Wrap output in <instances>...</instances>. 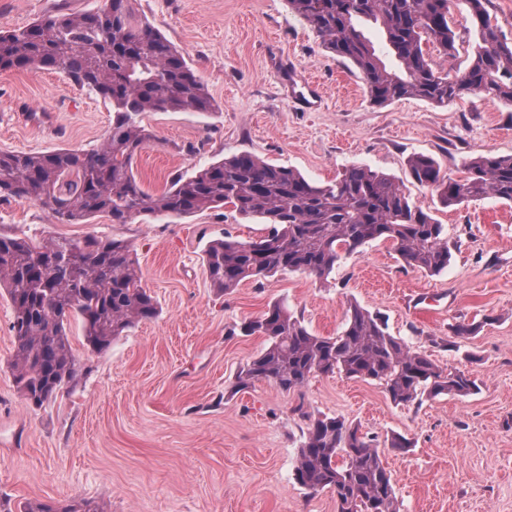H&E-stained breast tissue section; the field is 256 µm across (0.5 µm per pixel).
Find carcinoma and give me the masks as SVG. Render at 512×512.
Segmentation results:
<instances>
[{"label": "carcinoma", "mask_w": 512, "mask_h": 512, "mask_svg": "<svg viewBox=\"0 0 512 512\" xmlns=\"http://www.w3.org/2000/svg\"><path fill=\"white\" fill-rule=\"evenodd\" d=\"M286 2L325 49L358 70L374 105L406 98L446 105L483 93L512 107V42L498 34L489 0H467L472 52L466 67L452 73L436 68L428 52L431 47L445 57L456 56L452 0ZM358 19L382 26L399 70L386 68L356 29ZM31 67L59 68L76 85L108 100L112 127L101 146L88 152L0 150V202L46 205L59 224H84L98 214L114 224H132L142 215L182 218L229 206L243 219L270 225L268 235L258 240L209 245L206 272L220 292L277 273L322 278L343 257L376 240L390 242L410 267L431 274L448 268L451 253L443 225L395 179L365 166H349L335 181L317 185L290 167L240 153L180 174L160 193L144 188L133 163L154 136L139 116L216 112L218 105L184 55L135 15L130 0H102L93 11L59 13L20 30L0 31V71ZM408 167L414 181L435 192L446 207L486 197L512 203V155L466 159L460 179L448 177L428 156L410 158ZM0 296L13 310L12 377L25 400L39 408L78 375L71 320L81 321L83 346L102 353L125 331L159 315L157 302L142 287L131 246L98 236L41 242L0 234ZM240 332L265 337L267 348L237 374V391L266 381L291 392L314 376L334 373L377 382L397 405L423 394L478 391L469 373L445 372L356 303L349 304L345 326L334 336L311 333L279 302L242 323ZM297 411L306 422L294 468L301 487L331 491L337 512H399L395 480L375 437L343 418L317 416L302 405ZM22 512L104 510L89 501L78 510L29 502Z\"/></svg>", "instance_id": "cac0c4a2"}]
</instances>
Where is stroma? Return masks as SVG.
I'll return each mask as SVG.
<instances>
[{"label": "stroma", "mask_w": 512, "mask_h": 512, "mask_svg": "<svg viewBox=\"0 0 512 512\" xmlns=\"http://www.w3.org/2000/svg\"><path fill=\"white\" fill-rule=\"evenodd\" d=\"M205 82L219 109L147 112L154 135L134 173L153 192L172 175L248 152L324 184L364 165L394 177L444 226L452 259L432 275L389 242L343 259L327 278L290 272L221 293L204 265L210 242L249 241L269 227L230 208L185 218L101 215L59 224L42 204L0 202V233L127 241L160 314L104 353L70 336L81 370L54 402L29 405L9 368L12 308L0 297V512L22 502L97 501L105 512H337L329 491L296 483L304 421L297 405L377 436L400 512H512V204L444 207L413 182L408 160L434 158L449 177L464 159L512 155V108L483 94L438 106L369 103L357 71L322 46L286 0H132ZM101 0H0V30ZM112 107L55 68L0 71V150L99 147ZM281 302L317 335L345 324L349 303L381 315L391 335L440 368L470 372L479 389L394 404L383 386L320 375L297 391L269 382L234 391L264 337L230 335ZM468 326L465 334L457 326ZM410 439L407 450L391 436Z\"/></svg>", "instance_id": "stroma-1"}]
</instances>
